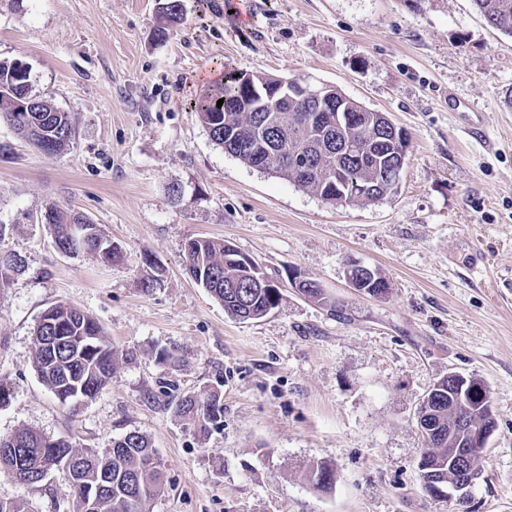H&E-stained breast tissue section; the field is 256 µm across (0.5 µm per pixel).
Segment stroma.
I'll use <instances>...</instances> for the list:
<instances>
[{"label":"stroma","mask_w":512,"mask_h":512,"mask_svg":"<svg viewBox=\"0 0 512 512\" xmlns=\"http://www.w3.org/2000/svg\"><path fill=\"white\" fill-rule=\"evenodd\" d=\"M158 2L0 0V62L25 63L33 94L76 127L47 154L0 120V251L25 261L0 281V437L30 429L102 451L146 435L164 473L149 512H512V37L472 0H251L246 19L236 0H181L161 38ZM228 67L387 113L410 138L397 191L336 207L225 154L194 103ZM52 204L90 218L124 263L61 252L42 220ZM190 238L257 261L279 305L229 316L187 273ZM354 263L387 292L351 288ZM58 303L114 350L111 384L76 411L34 368V330ZM451 372L485 383L497 422L457 508L418 470L420 404ZM213 391L224 417L202 435L175 399ZM323 462L328 490L307 477ZM15 500L78 512L59 473L28 487L0 469V501Z\"/></svg>","instance_id":"1"}]
</instances>
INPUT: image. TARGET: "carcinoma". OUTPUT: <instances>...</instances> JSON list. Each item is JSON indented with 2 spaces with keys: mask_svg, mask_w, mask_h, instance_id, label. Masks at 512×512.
Here are the masks:
<instances>
[{
  "mask_svg": "<svg viewBox=\"0 0 512 512\" xmlns=\"http://www.w3.org/2000/svg\"><path fill=\"white\" fill-rule=\"evenodd\" d=\"M478 11L493 29L512 36V0H473ZM27 78L16 77L14 66L0 62V119L10 125L19 122L17 87ZM222 106H217L218 100ZM38 105L27 112V122L39 139L56 153L68 146L75 135L74 123L46 99L36 98ZM195 112L208 130L211 140L230 149V154L250 167H264L268 173L284 179L322 200L337 197L346 189L349 178L381 185L385 198L398 189L400 178L390 174L398 156L408 157L410 140L374 144L366 131L348 135L346 153L354 159L339 158L328 150L331 129L320 125L309 128L311 113L297 101L278 97L273 76L262 72L229 69L224 82L209 89L195 104ZM298 150L315 161L306 169L293 162ZM46 223L53 225L56 245L67 253L86 251L98 255L108 265L124 260V252L104 239L97 225L86 216L51 206L46 209ZM75 224L87 227L83 241L73 244L70 236ZM187 272L201 287L224 305V311L239 320H257L268 315L281 300L280 289L255 288L253 272L236 261L237 250L224 241L208 238L188 240L184 245ZM24 267L16 253H0V280ZM388 282L380 274L357 280V290L371 296L387 291ZM35 368L40 380L57 397L69 402H86L98 396L111 382L112 346L98 322L83 311L59 303L46 309L34 331ZM479 397L470 401L466 414L476 423H488L485 408L490 399L484 383H478ZM458 385L444 377L428 400L426 426L440 442L421 457L418 469L424 486H446L457 480L461 471L453 450L465 447L466 438L448 433V419L456 415L454 395ZM175 411L191 419L201 433L209 431L224 416V403L218 393L204 399L186 395L178 399ZM30 470L50 457L55 448H70L77 456L80 483L66 486L67 492L83 508L84 496L96 492L102 501L101 512H145L147 503L164 486L162 469L149 438L130 431L112 442L105 451L76 449L66 439L51 443L37 432L24 429ZM318 488L333 485L335 472L325 463L308 472Z\"/></svg>",
  "mask_w": 512,
  "mask_h": 512,
  "instance_id": "obj_1",
  "label": "carcinoma"
}]
</instances>
